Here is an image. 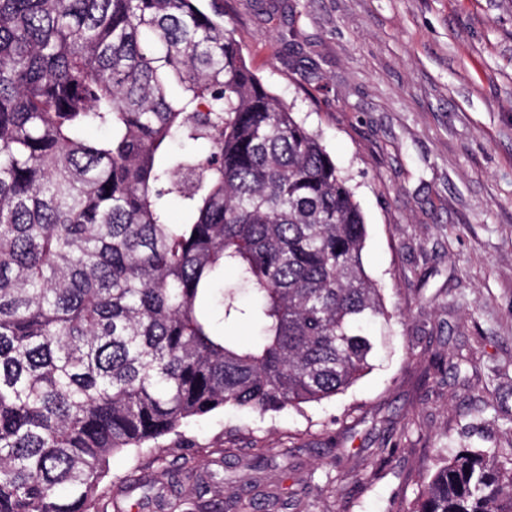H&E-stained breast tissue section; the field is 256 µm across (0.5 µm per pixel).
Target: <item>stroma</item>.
I'll return each instance as SVG.
<instances>
[{
	"mask_svg": "<svg viewBox=\"0 0 512 512\" xmlns=\"http://www.w3.org/2000/svg\"><path fill=\"white\" fill-rule=\"evenodd\" d=\"M224 21L351 179L386 345L342 395L228 406L160 439L203 498L172 489L158 448L114 455L105 490L138 512L176 493L239 512L257 488L310 512H387L438 455L512 442V0H224ZM385 436L399 452L381 466ZM165 474L170 477L172 487H182L184 484L192 485L200 497H203L209 491V485L192 468L180 467L169 470L166 467Z\"/></svg>",
	"mask_w": 512,
	"mask_h": 512,
	"instance_id": "stroma-1",
	"label": "stroma"
}]
</instances>
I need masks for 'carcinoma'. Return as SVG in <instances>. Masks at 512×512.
<instances>
[{
    "instance_id": "carcinoma-1",
    "label": "carcinoma",
    "mask_w": 512,
    "mask_h": 512,
    "mask_svg": "<svg viewBox=\"0 0 512 512\" xmlns=\"http://www.w3.org/2000/svg\"><path fill=\"white\" fill-rule=\"evenodd\" d=\"M366 241L349 178L217 0H0V512H129L102 488L113 455L347 391L390 318ZM226 269L253 301L224 289L222 319L257 339L202 308ZM395 512H512V448L439 456Z\"/></svg>"
}]
</instances>
